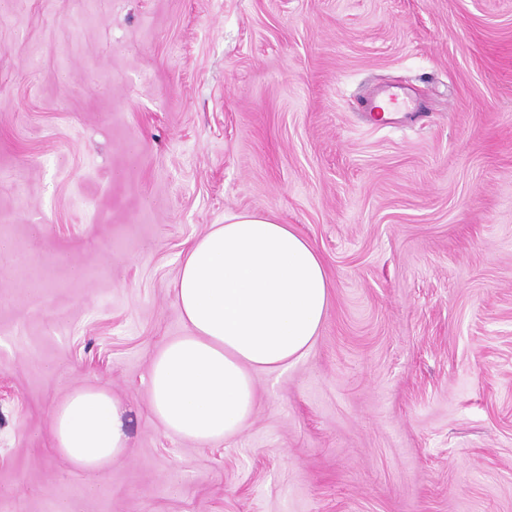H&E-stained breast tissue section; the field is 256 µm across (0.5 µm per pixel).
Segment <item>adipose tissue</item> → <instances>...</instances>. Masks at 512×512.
Here are the masks:
<instances>
[{
    "label": "adipose tissue",
    "mask_w": 512,
    "mask_h": 512,
    "mask_svg": "<svg viewBox=\"0 0 512 512\" xmlns=\"http://www.w3.org/2000/svg\"><path fill=\"white\" fill-rule=\"evenodd\" d=\"M175 303L190 327L153 356L148 398L165 432L196 443L241 433L256 406L254 374L303 355L330 304L316 248L292 226L229 214L187 248ZM53 451L90 477L124 454L119 402L103 389L71 390L51 412Z\"/></svg>",
    "instance_id": "adipose-tissue-1"
}]
</instances>
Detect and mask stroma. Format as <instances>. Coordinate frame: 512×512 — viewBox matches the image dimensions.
Wrapping results in <instances>:
<instances>
[{
    "label": "stroma",
    "mask_w": 512,
    "mask_h": 512,
    "mask_svg": "<svg viewBox=\"0 0 512 512\" xmlns=\"http://www.w3.org/2000/svg\"><path fill=\"white\" fill-rule=\"evenodd\" d=\"M268 214L323 258L240 435L148 405L183 253ZM0 512H512V0H0ZM104 388L123 457H54ZM53 451L93 477L124 454L129 438L120 403L104 389L71 390L51 412Z\"/></svg>",
    "instance_id": "35a3bbf8"
}]
</instances>
